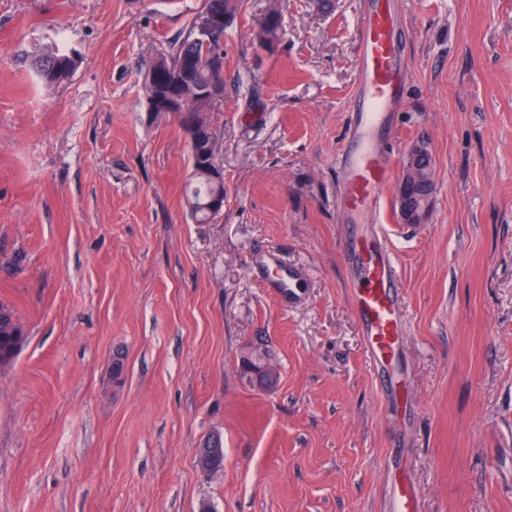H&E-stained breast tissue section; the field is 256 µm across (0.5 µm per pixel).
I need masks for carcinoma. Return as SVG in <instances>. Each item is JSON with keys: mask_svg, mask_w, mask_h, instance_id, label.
<instances>
[{"mask_svg": "<svg viewBox=\"0 0 512 512\" xmlns=\"http://www.w3.org/2000/svg\"><path fill=\"white\" fill-rule=\"evenodd\" d=\"M240 0H203L202 7L193 16L186 33L175 41L167 53H160L146 66L142 74L144 100L156 95L169 96L175 92L181 94L182 110L178 112L176 122L182 131L194 123L202 135V144L189 146L191 181L187 185L186 196L189 212L198 224L215 221L223 213V207L213 209L210 199L224 193V183L211 178L210 162L204 154L203 142L208 140L210 118L196 99L193 87L214 84L224 87V57L213 61L203 57L200 46L194 42L197 21L214 10L224 11L227 22L234 21ZM283 38V21L280 11L270 10L265 15L256 34L260 48L273 52ZM71 57L66 53L48 52L37 61V70L48 84H54L69 78ZM26 342V334L18 322L13 309L0 302V362L14 363Z\"/></svg>", "mask_w": 512, "mask_h": 512, "instance_id": "cac0c4a2", "label": "carcinoma"}]
</instances>
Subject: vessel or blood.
<instances>
[{
    "instance_id": "vessel-or-blood-1",
    "label": "vessel or blood",
    "mask_w": 512,
    "mask_h": 512,
    "mask_svg": "<svg viewBox=\"0 0 512 512\" xmlns=\"http://www.w3.org/2000/svg\"><path fill=\"white\" fill-rule=\"evenodd\" d=\"M359 27L360 70L350 100V146L340 159L345 177L340 205L356 220L384 206L392 165L381 138L402 98L401 41L390 0H363ZM345 254L355 273L354 309L371 362L379 369L393 361L403 336L392 254L383 241L361 237L346 240Z\"/></svg>"
}]
</instances>
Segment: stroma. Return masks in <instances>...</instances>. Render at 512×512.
<instances>
[{
  "mask_svg": "<svg viewBox=\"0 0 512 512\" xmlns=\"http://www.w3.org/2000/svg\"><path fill=\"white\" fill-rule=\"evenodd\" d=\"M395 2L389 152L398 172L426 146L434 185L419 224L385 192L404 322L389 391L338 207L361 0H241L209 224L188 213L186 137L148 115L140 74L202 0H0V301L28 336L0 369V512H392L403 481L416 512H512V0ZM57 48L77 65L49 87L33 61ZM274 253L305 271L300 299L271 287ZM256 343L269 388L241 372ZM283 38V21L280 10H268L256 34L260 48L273 52Z\"/></svg>",
  "mask_w": 512,
  "mask_h": 512,
  "instance_id": "stroma-1",
  "label": "stroma"
}]
</instances>
